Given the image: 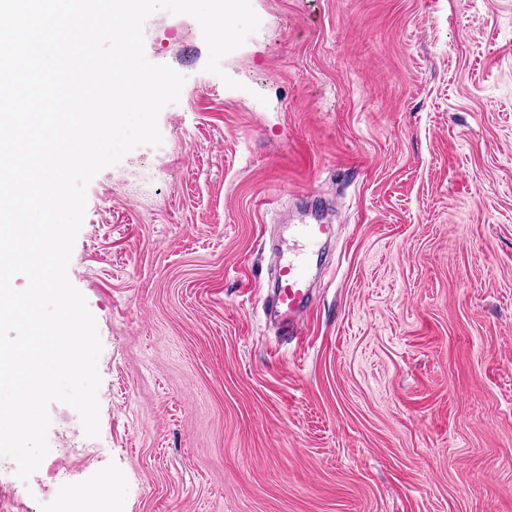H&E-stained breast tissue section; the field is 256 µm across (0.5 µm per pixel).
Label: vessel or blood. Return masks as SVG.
<instances>
[{"label": "vessel or blood", "mask_w": 512, "mask_h": 512, "mask_svg": "<svg viewBox=\"0 0 512 512\" xmlns=\"http://www.w3.org/2000/svg\"><path fill=\"white\" fill-rule=\"evenodd\" d=\"M330 234L331 226L324 222L295 225L287 249L276 258L272 270L275 289L268 306L277 313L280 333L288 339L304 334V316L312 304L311 269L315 252Z\"/></svg>", "instance_id": "1"}]
</instances>
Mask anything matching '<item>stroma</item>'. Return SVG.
<instances>
[{
    "label": "stroma",
    "mask_w": 512,
    "mask_h": 512,
    "mask_svg": "<svg viewBox=\"0 0 512 512\" xmlns=\"http://www.w3.org/2000/svg\"><path fill=\"white\" fill-rule=\"evenodd\" d=\"M160 145L101 170L68 278L97 324L99 435L54 402L0 512H512V0H251ZM238 81L227 87L225 78ZM333 211L306 332L264 312L273 239Z\"/></svg>",
    "instance_id": "stroma-1"
}]
</instances>
